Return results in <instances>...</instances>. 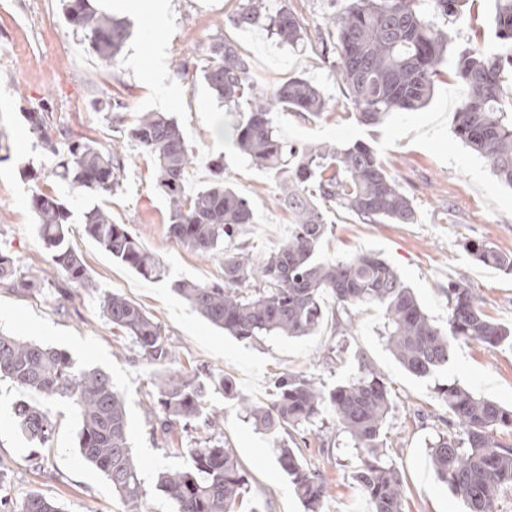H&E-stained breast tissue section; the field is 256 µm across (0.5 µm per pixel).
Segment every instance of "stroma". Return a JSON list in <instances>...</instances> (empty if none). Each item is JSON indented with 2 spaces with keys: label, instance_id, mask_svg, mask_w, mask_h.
<instances>
[{
  "label": "stroma",
  "instance_id": "35a3bbf8",
  "mask_svg": "<svg viewBox=\"0 0 512 512\" xmlns=\"http://www.w3.org/2000/svg\"><path fill=\"white\" fill-rule=\"evenodd\" d=\"M163 19L129 16L130 36L114 63L93 51L85 34L70 25L63 0H0V252L10 255L22 275L36 278L39 291L19 294L0 285V331L65 351L75 370L98 369L109 375L126 402L129 442L139 469L143 512H173L157 487L163 470L181 468L186 450L219 432L245 469V506L261 512H304L292 484L276 460L281 438L256 430L235 400L209 390L206 405L222 415L218 430L206 425L175 427L170 435L157 428L153 369L142 362L131 342L103 317L100 296L117 292L140 304L161 324L171 341L173 367L226 375L236 390L258 403L274 395V380L284 374L305 376L324 389L348 382L360 362H369L390 386L395 404L385 424L386 458L399 469L406 486L405 512H464L461 497L438 480L428 445L446 432L448 409L437 389L457 383L476 396L512 408V347L492 348L475 341L454 342L446 369L422 378L399 364L388 349L380 308L359 312L350 335L336 328V303L324 296V321L309 336H262L241 341L209 324L172 289L174 281H221L223 257L204 258L167 232V201L156 186L152 157L124 141L126 123L161 109L159 99L175 92L166 109L180 126L191 158L188 192L213 178L212 164H224V177L246 197L257 214L237 242L264 257L288 236L290 214L276 204L278 175L259 169L229 140L213 138L214 125L230 128L234 116L203 80L209 45L234 42L249 63L258 87L273 89L293 77L319 87L330 112L301 116L287 110L276 116L283 138L299 143L370 145L415 206L413 224H364L338 206L328 211L331 229L320 255L345 259L371 251L397 270L434 323L448 325L449 281L465 277L478 304L491 320L512 325V274L478 262L474 245L512 253V187L500 182L485 160L466 147L453 130L454 114L467 95L458 82L438 83L429 104L417 111L392 114L380 124L356 121L332 62L315 41L289 46L264 25L236 28L229 16L239 0H167ZM155 41L164 53V79L150 83L155 57L144 49ZM189 63L188 72L176 62ZM124 108L116 113L113 100ZM45 116L35 132L27 113ZM66 130L74 139L97 145L123 140L126 176L111 194L81 191L54 178L60 157L47 138ZM44 191L72 212L70 243L82 255L95 282L84 290L68 284L44 248L30 207L33 192ZM127 225L141 245L165 269L162 278H146L116 262L89 238L82 213L91 205ZM45 406L57 420L49 446L31 442L21 432L16 404ZM322 419L326 439L315 432L295 433L307 463L321 471L327 494L321 512H369L360 485L352 478L356 458L348 437L335 428L332 411ZM80 418L71 401H44L7 380L0 381V497L21 503L40 493L61 512H127L103 472L84 462L78 450Z\"/></svg>",
  "mask_w": 512,
  "mask_h": 512
}]
</instances>
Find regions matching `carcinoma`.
Here are the masks:
<instances>
[{"label":"carcinoma","instance_id":"obj_1","mask_svg":"<svg viewBox=\"0 0 512 512\" xmlns=\"http://www.w3.org/2000/svg\"><path fill=\"white\" fill-rule=\"evenodd\" d=\"M420 0H343L314 33L323 56H338L340 80L356 120L384 121L393 112L416 111L429 101L443 73L447 43L435 19L481 28L478 0H430L431 17ZM71 24L82 30L104 61L113 62L129 32L117 19L95 11L90 0H66ZM238 27L264 23L281 42L294 45L308 37L306 21L282 7L268 13L265 0H245L231 17ZM493 24L499 49L475 43L458 54L452 79L468 88L456 112L455 134L483 157L492 174L512 186V0H495ZM203 78L224 105L240 113L234 135L240 150L257 167L281 173L285 158L294 168L285 173L277 197L292 216L288 238L260 261L253 252L230 249L226 242L246 224L256 223L249 201L224 183V166L213 164L215 181L192 195L185 190L191 158L178 123L159 112H145L127 127V137L155 162L156 183L168 200V233L201 256L224 254L222 282L177 280L173 290L211 325L240 340L281 334L305 336L319 328L322 301L331 295L346 319L345 334L356 314L379 306L385 316L389 350L412 375L426 377L448 365L452 344L474 340L491 347L512 346V328L487 319L467 281L448 283V331L435 326L400 275L383 259L359 253L325 261L321 243L328 231L324 207L338 205L365 224H414L410 198L368 145L356 142L297 145L281 137L275 112L287 108L314 116L330 111L323 92L295 77L272 93L248 77V64L235 46L221 40L208 48ZM61 155L54 176L79 189L110 193L125 176L124 154L116 144L48 141ZM30 205L38 235L52 261L79 288H96L83 258L70 246V210L58 198L35 192ZM85 233L112 259L140 275L159 278V260L146 251L124 224L98 205L83 211ZM477 260L512 273V254L491 247L474 249ZM0 284L16 292L36 291V281L20 274L12 257L0 252ZM104 318L138 348L141 360L165 367L155 383L161 430L201 421L216 426L220 415L205 407L208 388L224 390L256 429L291 434L316 422L329 406L337 429L346 433L358 460L354 479L371 512H403L405 487L399 471L384 458V426L391 411L390 387L367 362L346 384L328 391L304 376L282 375L275 397L259 404L239 394L229 378L191 375L171 367L172 346L161 324L142 307L118 293L101 296ZM46 399L66 397L76 407L81 428L79 453L102 471L112 492L136 507L141 499L138 469L131 456L124 399L106 373L74 369L63 351L0 332V379ZM452 417V430L429 443L435 473L461 495L466 512H496L501 492L512 487V409L480 398L450 383L439 390ZM18 423L28 439L52 441L56 423L42 409L21 405ZM189 462L159 473L157 487L174 512H240L247 482L233 449L208 439L187 449ZM277 462L288 475L306 512H319L326 495L323 474L304 464L288 445ZM15 512H61L57 503L31 494Z\"/></svg>","mask_w":512,"mask_h":512}]
</instances>
